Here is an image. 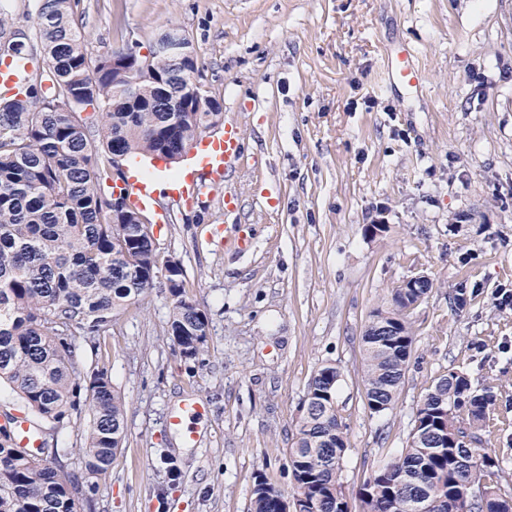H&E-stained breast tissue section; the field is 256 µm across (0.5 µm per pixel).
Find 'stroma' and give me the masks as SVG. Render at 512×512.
Masks as SVG:
<instances>
[{
	"instance_id": "obj_1",
	"label": "stroma",
	"mask_w": 512,
	"mask_h": 512,
	"mask_svg": "<svg viewBox=\"0 0 512 512\" xmlns=\"http://www.w3.org/2000/svg\"><path fill=\"white\" fill-rule=\"evenodd\" d=\"M36 9L0 0V42L42 54ZM76 15L94 56L144 53L180 30L245 145L221 187L153 227L208 317L199 355L182 357L168 334L161 278L101 335L73 339L78 375L106 369L127 400L123 444L83 512H249L259 472L291 490L288 450L326 363L340 373L351 512H366L363 484L400 456L418 406L452 372L492 387L484 448L512 487V308L492 300L512 291V0H79ZM405 45L425 76L417 88L391 81ZM379 218L385 231L365 234ZM230 228L249 249L225 241ZM422 272L434 287L407 312L403 383L390 409L371 413L362 336L372 310ZM463 280L460 306L452 288ZM190 392L208 416L186 449L166 416ZM90 419L83 389L70 419L44 429L48 447L69 451L65 476L82 472Z\"/></svg>"
}]
</instances>
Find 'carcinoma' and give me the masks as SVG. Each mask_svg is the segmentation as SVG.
<instances>
[{
    "instance_id": "cac0c4a2",
    "label": "carcinoma",
    "mask_w": 512,
    "mask_h": 512,
    "mask_svg": "<svg viewBox=\"0 0 512 512\" xmlns=\"http://www.w3.org/2000/svg\"><path fill=\"white\" fill-rule=\"evenodd\" d=\"M36 27L48 81H29L0 97V383L11 386L29 419L62 423L75 410L72 365L76 332L96 336L114 313L155 286L160 262L152 229L138 212L112 208V151L134 158L181 154L203 127L221 123L222 108L193 86L196 61L182 40L171 53L129 51L94 59L72 0H38ZM423 288H396L371 318L394 329L363 340V383L369 410L390 409L405 376L414 336L407 310ZM171 296L168 333L183 356L207 342L205 313L183 295L184 270L166 276ZM339 372L321 366L312 377L295 441L288 449L293 493L255 477L250 512H345L340 460L348 447L336 410ZM91 424L79 448L83 473L96 477L112 464L124 438L126 401L102 369L87 386ZM492 396L450 373L417 408L401 456L379 467L362 488L368 512H512L502 493L497 458L482 450ZM478 478L488 491L466 503L464 487ZM79 481L13 442L0 426V512H81Z\"/></svg>"
}]
</instances>
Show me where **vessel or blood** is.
Returning <instances> with one entry per match:
<instances>
[{
  "label": "vessel or blood",
  "mask_w": 512,
  "mask_h": 512,
  "mask_svg": "<svg viewBox=\"0 0 512 512\" xmlns=\"http://www.w3.org/2000/svg\"><path fill=\"white\" fill-rule=\"evenodd\" d=\"M36 68L33 58L22 57L6 61L0 66V91L11 93L29 79ZM390 71L394 83L415 86L422 80L421 71L412 60L410 49H402L400 54L391 60ZM244 150L243 139L234 126H227L223 134L206 136L194 143L190 152L194 157V167L172 184V191L178 203L192 204L201 186L202 179L217 182L226 177L242 157ZM152 180L147 176H133L124 185V191L130 203L139 209L153 211L157 223H164L169 215L167 207L160 205L154 191L151 189ZM207 415V408L197 397H188L182 408L170 412L167 416V427L178 433L184 445H192L196 441V433L189 426V419H202ZM9 429L17 447L37 448L41 440L30 419L23 414L16 415L9 423Z\"/></svg>",
  "instance_id": "vessel-or-blood-1"
}]
</instances>
